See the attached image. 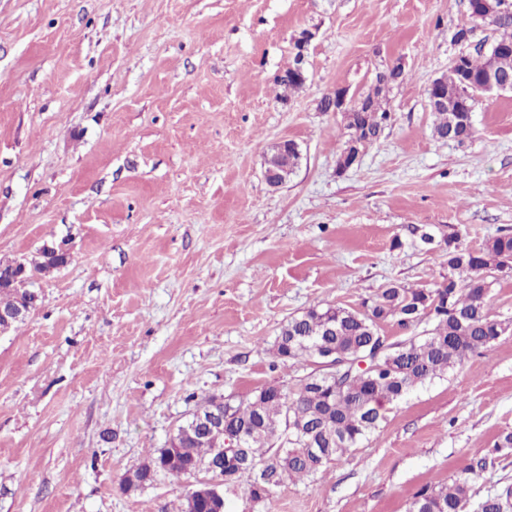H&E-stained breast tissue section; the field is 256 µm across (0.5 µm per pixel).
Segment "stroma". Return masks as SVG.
I'll return each mask as SVG.
<instances>
[{"label": "stroma", "mask_w": 512, "mask_h": 512, "mask_svg": "<svg viewBox=\"0 0 512 512\" xmlns=\"http://www.w3.org/2000/svg\"><path fill=\"white\" fill-rule=\"evenodd\" d=\"M306 31L307 80L283 92ZM496 37L468 0H0V260L70 249L0 335V512H157L188 480L129 496L126 471L205 397L295 388L311 368L274 355L288 319L435 287L445 235L477 249L512 233V93L479 100L462 144L433 138L428 99ZM394 66L389 120L338 172L349 131L322 98ZM284 140L302 159L273 187ZM505 430L512 332L388 405L322 478L228 508L408 512L466 465L481 498L512 483V454L492 451Z\"/></svg>", "instance_id": "obj_1"}]
</instances>
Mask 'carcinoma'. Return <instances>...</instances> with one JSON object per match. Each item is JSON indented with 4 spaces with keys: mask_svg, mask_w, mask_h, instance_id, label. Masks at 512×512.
<instances>
[{
    "mask_svg": "<svg viewBox=\"0 0 512 512\" xmlns=\"http://www.w3.org/2000/svg\"><path fill=\"white\" fill-rule=\"evenodd\" d=\"M503 11L477 21L486 24L503 45L497 67L512 75V0H500ZM464 70L451 66L444 75L448 100L433 111L432 135L436 140L462 144L474 134V127L458 122L465 94L484 73L487 53L478 57L463 54ZM401 76L395 68L376 76L372 92L362 97L365 112H350L347 129L361 147L375 141L378 130H365L373 115L383 121L379 95L385 86ZM448 243V277L433 288L390 285L381 289L363 309L343 306L313 307L281 326L275 342L277 357L284 363H310L315 369L295 392L275 387L261 388L236 405L224 406V430L246 436V467L238 470L224 461V434H214L188 419L179 425L170 444L153 452L120 484L122 491L133 479L144 477L155 482L161 477L181 478L203 475L221 484L224 494H233L243 477H251L245 489L249 501L260 504L275 491L295 479H314L326 472L336 459L374 430L384 418L386 405L401 400L413 390L461 367L472 353L492 345L512 332V320L497 318L491 312L493 282L489 274L512 264V234L489 238L479 250ZM44 274L36 261L26 263V272L0 293V307L25 300L30 290L24 284ZM425 313L431 328L419 335L387 344L373 368L345 366L334 371L318 367L319 356L336 350V357L354 362L381 346V327L394 321L409 327L405 318ZM473 466L469 465L446 484L421 489L409 512H468L471 501ZM206 506L192 502L191 493L158 512H205ZM478 512H512V484L502 486L479 502Z\"/></svg>",
    "mask_w": 512,
    "mask_h": 512,
    "instance_id": "cac0c4a2",
    "label": "carcinoma"
}]
</instances>
